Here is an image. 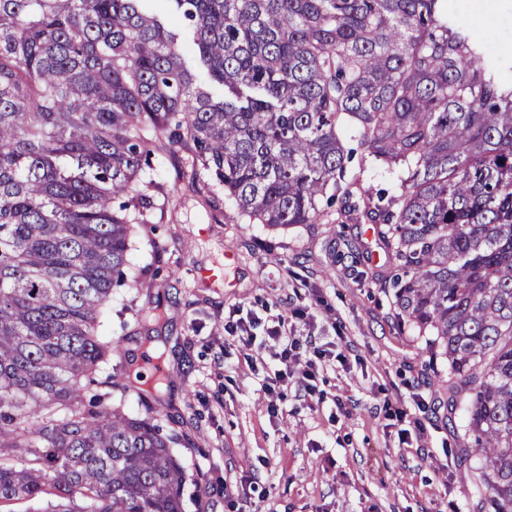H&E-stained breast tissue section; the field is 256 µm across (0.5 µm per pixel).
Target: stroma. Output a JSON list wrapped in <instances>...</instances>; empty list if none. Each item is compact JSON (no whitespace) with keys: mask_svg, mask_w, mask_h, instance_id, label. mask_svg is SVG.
<instances>
[{"mask_svg":"<svg viewBox=\"0 0 512 512\" xmlns=\"http://www.w3.org/2000/svg\"><path fill=\"white\" fill-rule=\"evenodd\" d=\"M449 8L489 38L492 53L512 44V0H450ZM151 167L155 206L136 227L132 254L144 284L113 302L107 334L118 345L112 362L124 371L127 411L161 412L181 439L184 512H472L471 469L452 452L465 414L448 411L446 366L426 369L424 339L399 331L373 279L386 256L367 225L357 228L371 256L363 278L354 258L329 251L338 225L272 231L242 218L229 197L210 207L179 149ZM220 265L224 279L201 277ZM298 306L310 312L298 331L335 343L348 361L320 371L315 395L289 384L273 417L261 388L272 358L245 348L224 323L257 312L261 339ZM154 307L161 320L139 318ZM417 394L430 404L425 435L405 443L387 425L383 400L408 405Z\"/></svg>","mask_w":512,"mask_h":512,"instance_id":"obj_1","label":"stroma"}]
</instances>
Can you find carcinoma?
Masks as SVG:
<instances>
[{
  "instance_id": "cac0c4a2",
  "label": "carcinoma",
  "mask_w": 512,
  "mask_h": 512,
  "mask_svg": "<svg viewBox=\"0 0 512 512\" xmlns=\"http://www.w3.org/2000/svg\"><path fill=\"white\" fill-rule=\"evenodd\" d=\"M143 2L0 0V504L183 512L180 438L125 411L103 330L177 146L214 208L371 225L398 326L448 363L473 512H512L508 55L448 0H168L183 40ZM356 157L396 194L345 180Z\"/></svg>"
}]
</instances>
